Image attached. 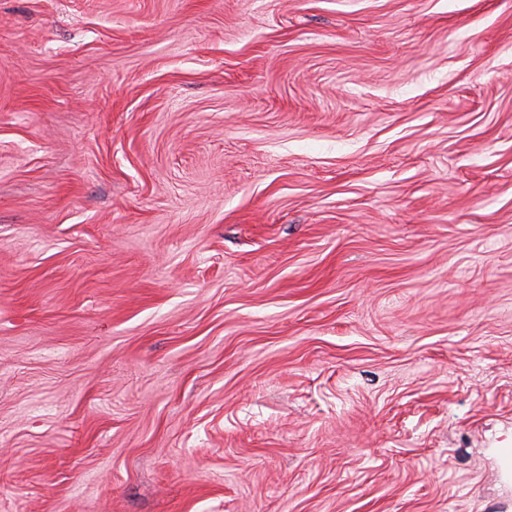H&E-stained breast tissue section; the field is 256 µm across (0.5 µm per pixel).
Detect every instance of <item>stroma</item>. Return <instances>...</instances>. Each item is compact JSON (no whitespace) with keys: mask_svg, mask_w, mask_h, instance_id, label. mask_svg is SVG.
<instances>
[{"mask_svg":"<svg viewBox=\"0 0 512 512\" xmlns=\"http://www.w3.org/2000/svg\"><path fill=\"white\" fill-rule=\"evenodd\" d=\"M0 512H512V0H0Z\"/></svg>","mask_w":512,"mask_h":512,"instance_id":"obj_1","label":"stroma"}]
</instances>
